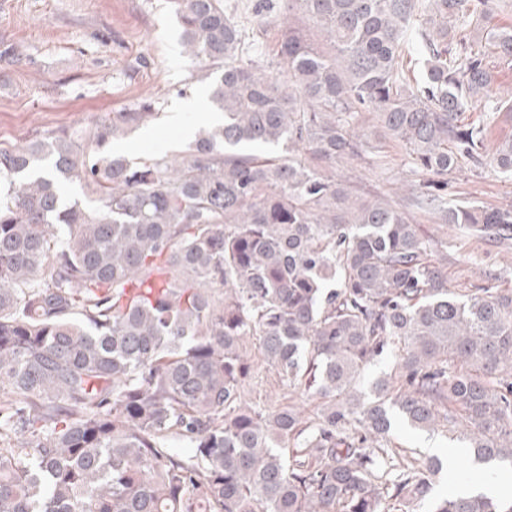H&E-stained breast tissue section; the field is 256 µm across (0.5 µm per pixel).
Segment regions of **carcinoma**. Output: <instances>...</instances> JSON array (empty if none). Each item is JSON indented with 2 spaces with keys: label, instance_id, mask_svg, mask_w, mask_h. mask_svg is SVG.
I'll use <instances>...</instances> for the list:
<instances>
[{
  "label": "carcinoma",
  "instance_id": "1",
  "mask_svg": "<svg viewBox=\"0 0 512 512\" xmlns=\"http://www.w3.org/2000/svg\"><path fill=\"white\" fill-rule=\"evenodd\" d=\"M170 2L222 123L132 163L111 143L155 118L145 97L0 147V512H512L429 499L440 459L389 447L400 420L512 464V289L450 290L408 217L512 239V208L448 203L464 165L512 181V140L489 147L512 4L282 0L318 38L285 24L262 63L225 0ZM364 112L419 176L398 202L333 172L373 153ZM252 336L288 404L243 399Z\"/></svg>",
  "mask_w": 512,
  "mask_h": 512
}]
</instances>
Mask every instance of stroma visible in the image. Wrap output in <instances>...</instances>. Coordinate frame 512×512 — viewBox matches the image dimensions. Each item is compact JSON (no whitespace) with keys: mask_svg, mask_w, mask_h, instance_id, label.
Masks as SVG:
<instances>
[{"mask_svg":"<svg viewBox=\"0 0 512 512\" xmlns=\"http://www.w3.org/2000/svg\"><path fill=\"white\" fill-rule=\"evenodd\" d=\"M247 42L270 53L282 19L301 23L298 13L284 14L280 0H229ZM15 47L21 62L0 60V145L28 142L58 128L90 130L112 113L152 97L157 117L147 126L115 140L112 148L140 162L186 149L190 141L169 117L177 105L197 98V111L185 122L201 126L212 111L206 84L183 53L179 28L168 0H0V45ZM378 153L345 158L336 172L362 195H395L409 174L402 147L380 138ZM448 200L476 205H512V182L491 169L464 167L448 175ZM427 236L436 263L448 269L450 288H468L496 276L501 288H512V239L481 236L464 224H435L423 214L411 215ZM247 403L269 409L288 401V388L251 340ZM391 445L430 455L432 448H454L450 472L433 483L432 497L447 496L452 483L477 476L462 442L447 434H429L397 424Z\"/></svg>","mask_w":512,"mask_h":512,"instance_id":"stroma-1","label":"stroma"}]
</instances>
